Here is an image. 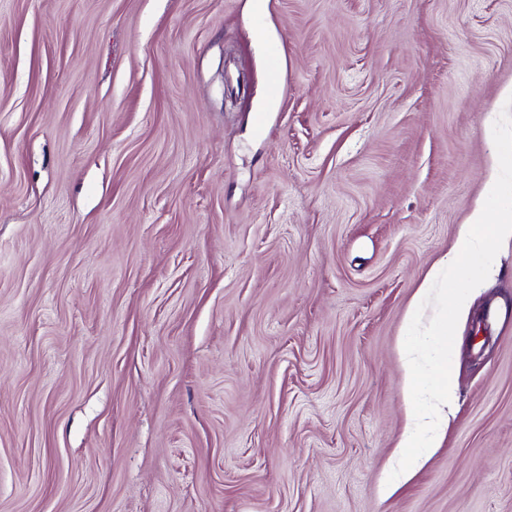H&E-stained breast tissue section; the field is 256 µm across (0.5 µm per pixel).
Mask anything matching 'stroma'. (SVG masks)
<instances>
[{"mask_svg":"<svg viewBox=\"0 0 512 512\" xmlns=\"http://www.w3.org/2000/svg\"><path fill=\"white\" fill-rule=\"evenodd\" d=\"M510 84L512 0H0V512H512V239L380 493Z\"/></svg>","mask_w":512,"mask_h":512,"instance_id":"35a3bbf8","label":"stroma"}]
</instances>
